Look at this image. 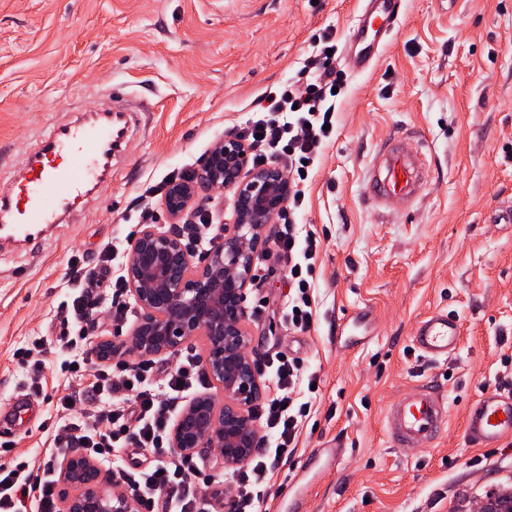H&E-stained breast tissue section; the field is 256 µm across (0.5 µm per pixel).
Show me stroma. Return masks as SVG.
Instances as JSON below:
<instances>
[{"mask_svg":"<svg viewBox=\"0 0 512 512\" xmlns=\"http://www.w3.org/2000/svg\"><path fill=\"white\" fill-rule=\"evenodd\" d=\"M359 0H0V194L23 171L48 122L112 109L110 86L150 101L114 160V175L51 225L40 253L0 248V403L33 395L5 460L43 463L68 381L59 331L70 262L114 237L169 218L148 187L193 167L226 131L246 128L267 93L291 81L324 34L344 42ZM343 71L334 132L305 182L301 232L320 237L316 323L304 335L273 317L288 269L256 261L247 290L253 355L298 358L319 389L295 455L267 487L270 512L301 482L302 512H478L486 491L512 483V442L479 451L463 434L483 389L512 371V0H403L399 25L363 73ZM418 137L423 197L393 215L373 206L364 170L386 138ZM456 313L462 342L448 360L414 352L417 323ZM40 360V391L17 351ZM447 399L450 423L429 449L394 447L384 412L421 384ZM340 443L328 473L306 472L312 449Z\"/></svg>","mask_w":512,"mask_h":512,"instance_id":"1","label":"stroma"}]
</instances>
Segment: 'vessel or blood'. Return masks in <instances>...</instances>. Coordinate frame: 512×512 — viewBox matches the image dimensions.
<instances>
[{
	"mask_svg": "<svg viewBox=\"0 0 512 512\" xmlns=\"http://www.w3.org/2000/svg\"><path fill=\"white\" fill-rule=\"evenodd\" d=\"M356 26L347 36L343 59L353 72L368 69L398 26L402 0H360ZM112 129L99 121L53 123L44 130L28 158L26 174L0 197V240L40 249L44 232L71 204L112 179ZM424 162L419 143L392 139L381 147L367 170L369 199L388 209L396 200L414 203L423 190ZM461 336L458 316L444 309L431 312L417 325L412 345L436 361L454 353ZM395 446L431 443L449 421L448 403L427 387L416 388L385 413ZM467 441L475 448H497L512 439V393L482 391L464 423Z\"/></svg>",
	"mask_w": 512,
	"mask_h": 512,
	"instance_id": "vessel-or-blood-1",
	"label": "vessel or blood"
}]
</instances>
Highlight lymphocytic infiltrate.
Segmentation results:
<instances>
[{"mask_svg": "<svg viewBox=\"0 0 512 512\" xmlns=\"http://www.w3.org/2000/svg\"><path fill=\"white\" fill-rule=\"evenodd\" d=\"M302 74L303 85L291 82L269 93L265 117L243 133L253 161L283 159L290 177L288 209L263 256L288 266L290 294L281 319L297 333L309 332L315 323L310 278L321 250L320 238L313 233L299 235L295 224L304 204L300 185L331 139L327 125L336 112L334 90L342 85L332 57L323 50L307 60ZM117 255L112 243L102 245L88 284L74 289L62 304L58 345L73 351L74 357L61 369L75 379L89 371L93 379L79 394L59 398V418L48 450L51 461L41 475L33 477L21 465L0 463V512H58L55 489L60 473L53 462L74 450L111 468L116 484L142 512H218L223 504L228 512H263L268 477L296 450L300 426L312 408L311 402L301 401L300 386L317 383V375L305 374L298 359L275 354L270 367L276 392L253 410L269 445L232 471L234 492L230 498L219 497L211 489L212 477H198L192 457H174L169 443L183 399L202 388L206 379L195 355L180 353L165 369L146 357L131 365L94 360L99 309H107L119 323L136 317L122 278L113 270ZM130 447L149 453L147 466L125 462L121 452Z\"/></svg>", "mask_w": 512, "mask_h": 512, "instance_id": "1", "label": "lymphocytic infiltrate"}]
</instances>
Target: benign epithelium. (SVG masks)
<instances>
[{
  "label": "benign epithelium",
  "instance_id": "7a95c632",
  "mask_svg": "<svg viewBox=\"0 0 512 512\" xmlns=\"http://www.w3.org/2000/svg\"><path fill=\"white\" fill-rule=\"evenodd\" d=\"M249 163V148L238 137L218 141L190 179L168 186L163 205L169 228L143 227L123 265L139 312L130 340L134 352L175 354L192 337H205L203 368L222 397L202 394L184 406L172 429V448L188 456L215 452L226 469L242 465L257 447L250 408L261 384L246 326V290L254 280V253L290 195L279 164L252 169ZM213 188L233 193V211L210 247L196 254L184 246L180 226L208 214ZM60 480L62 512H136L126 494L103 490L98 464L80 453L66 460Z\"/></svg>",
  "mask_w": 512,
  "mask_h": 512
}]
</instances>
